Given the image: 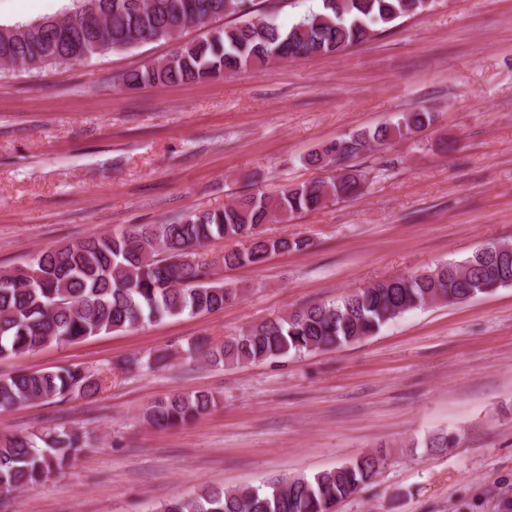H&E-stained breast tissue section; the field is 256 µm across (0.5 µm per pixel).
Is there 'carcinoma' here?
Here are the masks:
<instances>
[{"label":"carcinoma","instance_id":"obj_1","mask_svg":"<svg viewBox=\"0 0 512 512\" xmlns=\"http://www.w3.org/2000/svg\"><path fill=\"white\" fill-rule=\"evenodd\" d=\"M432 3L319 0L318 8H307L285 28L275 14L257 12L255 0H100L102 20L74 26L85 0H73L71 8L51 19L0 25V65L19 61L38 70L164 40L177 44L174 52L126 75L125 86L217 79L275 60L342 52ZM228 16L236 23L215 28L198 42L181 41L189 25L203 27ZM433 122V113L416 107L308 154L309 166L339 168L327 178L287 185L274 194L240 196L221 210H192L161 224H138L49 248L27 265L1 269L0 359L125 331L144 321L224 308L240 291L197 261L195 248L218 240L235 242L221 257L226 269L308 249L309 238L267 236L262 226L360 192L366 175L344 166L345 160L373 144L406 139ZM506 286H512V244L490 242L463 261L382 278L335 300L253 324L222 343L196 340L184 352L188 360L221 367L337 348L377 334L406 312L435 303L468 302ZM172 357L161 350L134 358L128 366L164 368ZM100 389V376L79 366L21 370L0 376V409L93 396ZM216 404L211 393H176L148 407L142 421L153 428L176 427ZM92 440L86 427L63 423L0 437V487L18 491L64 473ZM384 463L383 451L375 450L311 476L273 477L242 488L206 485L197 494L172 498L160 512H336L337 505L373 482Z\"/></svg>","mask_w":512,"mask_h":512}]
</instances>
